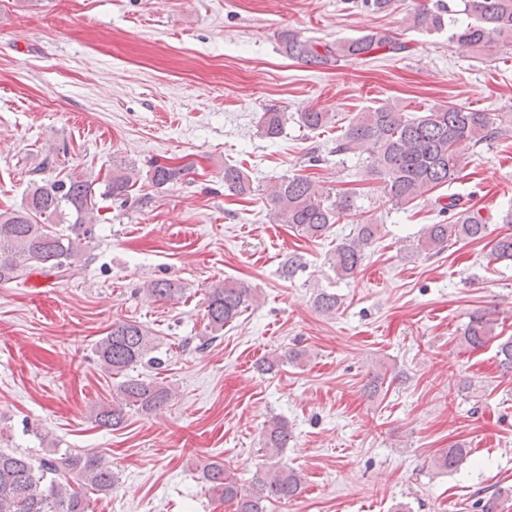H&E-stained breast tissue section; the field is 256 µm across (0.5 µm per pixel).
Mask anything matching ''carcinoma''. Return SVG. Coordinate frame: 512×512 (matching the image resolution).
Returning <instances> with one entry per match:
<instances>
[{
    "instance_id": "obj_1",
    "label": "carcinoma",
    "mask_w": 512,
    "mask_h": 512,
    "mask_svg": "<svg viewBox=\"0 0 512 512\" xmlns=\"http://www.w3.org/2000/svg\"><path fill=\"white\" fill-rule=\"evenodd\" d=\"M461 15L470 21L460 22ZM410 21L413 28L428 33L446 29L452 42L484 55L506 43L512 44V0H448L432 8H415ZM280 42L288 57L320 67L364 60L380 51L392 55L408 51L406 43L385 28L324 44L288 31L280 35ZM298 119L303 127L317 130L331 123L333 117L326 112H300ZM285 123V113L270 108L262 113L259 130L264 137L275 139L282 134ZM497 133L495 122L484 111L446 103L417 115L384 101L355 113L336 140L333 152L344 156L367 154L363 165L367 179L380 181L387 201L404 209L459 178L461 162L455 144L469 140L476 146L488 145ZM186 171L188 168L183 166L156 164L147 178L153 187L162 189L181 179ZM135 175L133 168L112 171L103 195L128 198L136 183ZM224 187L237 195L257 191L250 176L233 164L224 166ZM264 195L277 223L289 224L309 239L323 237L333 224L357 208L354 194L338 192L333 197L299 175L270 184ZM94 206L92 183L85 179L33 181L18 208L0 212V283L22 278L36 269L59 278L77 274L84 247L92 240ZM438 213L449 215V221L424 225L413 244L414 252L440 251L453 238L481 241L489 236V220L460 206V198L454 195L448 196V202L439 203ZM66 215L72 218L69 233L51 230L52 224ZM380 232L381 225L369 219L356 225L336 245L329 261L337 279L356 274L366 250ZM491 255L512 260V233L499 234L492 240ZM147 292L160 299L175 300L183 295L184 289L170 280H155L147 285ZM253 300L252 289L242 284L226 281L212 286L206 299L205 329L209 335L224 331V326L233 322ZM314 303L319 312L333 314L338 299L323 291L316 294ZM462 340L471 350L496 344L501 364L512 368V337L505 338L497 332L490 313L474 312ZM153 349L154 338L143 325L122 321L112 324L107 335L96 343L95 353L106 370L124 374L146 358L156 362L157 358L148 357ZM118 395L120 405L98 408L95 420L99 426H120L125 405L148 414L164 407L172 398L166 385L130 375L118 386ZM291 437L288 422L274 418L262 431V448L273 459L288 447ZM468 454L464 446L452 445L434 458V468L441 472L455 470ZM202 478L214 496L235 502L236 512H266V503L294 498L303 484L297 469L277 461L256 472L249 490L243 489L234 473L222 464L204 465ZM115 482L112 466L94 454L55 448L52 457L36 462L27 455L0 450V512H89L90 495L111 492Z\"/></svg>"
}]
</instances>
